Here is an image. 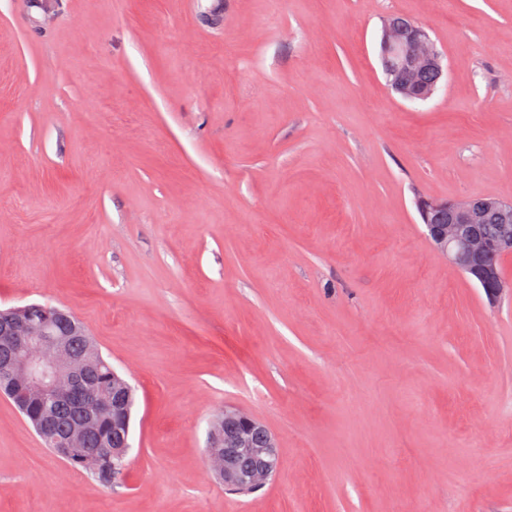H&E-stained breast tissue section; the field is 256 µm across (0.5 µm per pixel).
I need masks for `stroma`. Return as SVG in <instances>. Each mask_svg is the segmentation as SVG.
<instances>
[{
    "label": "stroma",
    "mask_w": 512,
    "mask_h": 512,
    "mask_svg": "<svg viewBox=\"0 0 512 512\" xmlns=\"http://www.w3.org/2000/svg\"><path fill=\"white\" fill-rule=\"evenodd\" d=\"M420 196L512 198V0H0V308L72 311L136 389L112 486L0 396V512H512V299ZM227 407L278 441L245 496ZM380 58L389 85L412 102L429 99L446 76L442 58L431 46L429 35L412 21L391 18L385 24ZM425 75L431 79L425 81ZM208 448H224L214 454L211 471L225 488L255 490L274 477L279 466L276 439L254 417L237 411H224L209 428Z\"/></svg>",
    "instance_id": "stroma-1"
}]
</instances>
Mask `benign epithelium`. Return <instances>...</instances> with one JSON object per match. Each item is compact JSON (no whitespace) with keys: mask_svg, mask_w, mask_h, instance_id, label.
<instances>
[{"mask_svg":"<svg viewBox=\"0 0 512 512\" xmlns=\"http://www.w3.org/2000/svg\"><path fill=\"white\" fill-rule=\"evenodd\" d=\"M380 58L389 85L412 102L429 99L446 76L441 56L424 28L412 21L390 19L384 26ZM426 237L448 262L496 301L512 298V281L500 266L512 255V199L478 197L467 200L421 199L417 203ZM88 332L70 313L46 306L0 310V383L11 393L38 400L43 416L37 425L42 438L58 448H81L106 413L119 414L127 402L129 382L112 372V389L93 387L87 367L73 351V337ZM76 410L66 433L58 432L55 409ZM211 471L230 489L255 490L274 477L279 466L276 439L254 417L226 411L209 428ZM112 456L130 449V433L112 434Z\"/></svg>","mask_w":512,"mask_h":512,"instance_id":"1","label":"benign epithelium"}]
</instances>
